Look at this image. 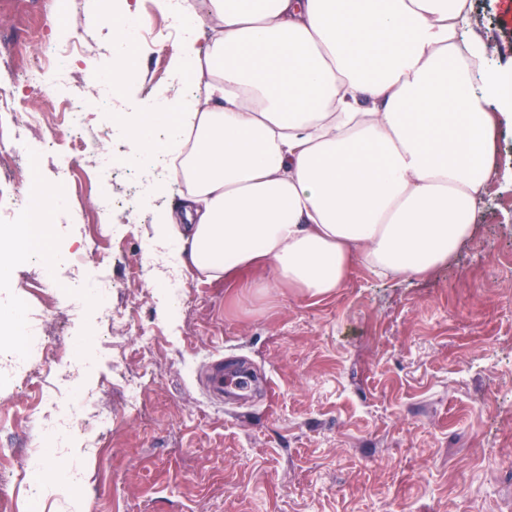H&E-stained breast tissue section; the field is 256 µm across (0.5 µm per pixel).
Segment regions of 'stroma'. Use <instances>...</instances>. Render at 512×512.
<instances>
[{"instance_id":"1","label":"stroma","mask_w":512,"mask_h":512,"mask_svg":"<svg viewBox=\"0 0 512 512\" xmlns=\"http://www.w3.org/2000/svg\"><path fill=\"white\" fill-rule=\"evenodd\" d=\"M125 2L71 0L64 14L25 0L44 40L79 47L70 67L97 84L112 73V17ZM471 2L465 38L493 48L494 68L512 66V0ZM178 47L139 46L135 81L89 110L85 133L106 136L110 164L68 152L57 112L21 148L26 186L57 185L41 153L53 140L82 189L57 205L32 201L51 233L0 275V305L20 309L26 335L0 353L40 363L35 330L46 319L64 327L51 339L63 361L41 384L0 382V468H23L11 451L30 448L46 469L77 459L82 472L75 486L45 484L34 507L15 489L10 512H512V124L497 133L498 174L473 236L431 276L383 280L359 265L336 293L311 298L186 269L178 305L148 240L154 203H177L182 190L147 197L119 123L172 86ZM37 50L0 4V52L22 69ZM110 196L119 207L107 208ZM101 224L112 247L95 241ZM106 264L111 289L86 299ZM219 354L262 379L250 399L209 392ZM135 375L136 406L120 383ZM43 393L49 416L34 425L21 406ZM103 406V447L68 433L72 413Z\"/></svg>"}]
</instances>
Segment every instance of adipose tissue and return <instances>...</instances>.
<instances>
[{"label": "adipose tissue", "instance_id": "obj_1", "mask_svg": "<svg viewBox=\"0 0 512 512\" xmlns=\"http://www.w3.org/2000/svg\"><path fill=\"white\" fill-rule=\"evenodd\" d=\"M175 21V66L204 90L126 127L158 191L188 186L154 217L179 264L210 280L264 267L258 291L326 296L357 264L427 276L472 236L512 71L462 41L467 0H209L203 15L178 0ZM142 23L113 21V84Z\"/></svg>", "mask_w": 512, "mask_h": 512}]
</instances>
